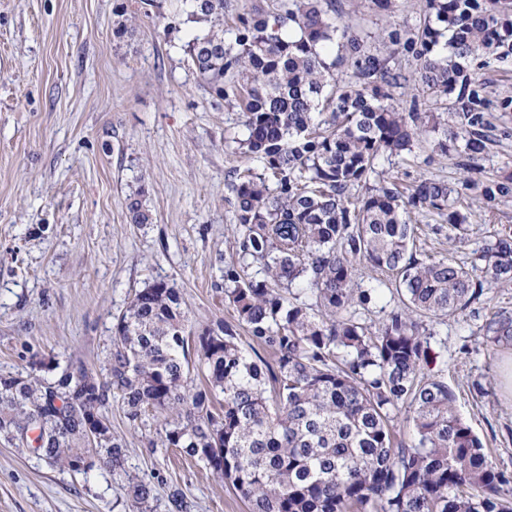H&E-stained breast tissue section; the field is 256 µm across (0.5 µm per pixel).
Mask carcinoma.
<instances>
[{
	"instance_id": "obj_1",
	"label": "carcinoma",
	"mask_w": 512,
	"mask_h": 512,
	"mask_svg": "<svg viewBox=\"0 0 512 512\" xmlns=\"http://www.w3.org/2000/svg\"><path fill=\"white\" fill-rule=\"evenodd\" d=\"M185 3L187 19L210 25L187 43L193 66L213 97L238 103L244 155L263 166L230 183L237 238L224 300L248 347L222 322L185 334L179 291L155 281L116 318L103 378L81 362L52 379L0 375V435L75 473H123L106 413L115 393L130 422L159 419L151 451L180 449L231 484L249 512H512V475L458 415L422 323L512 281V228L491 235L481 266L468 269L421 257L408 222L436 215L431 231L448 228L462 244V198L472 192L493 207L512 195V176L481 177L489 124L475 112L484 87L470 73L481 54L512 55V0H422V28L391 31L383 52L336 25L335 0H281L276 13L238 18L229 39L224 0ZM337 47L355 80L340 82L326 61ZM405 54L419 61L427 112L404 111L393 93L391 62ZM431 133L442 152L461 144L460 188L383 177L378 159L410 153ZM143 197L129 198L131 224L151 223ZM366 267L395 275L406 297L376 328L357 320L386 285L359 287ZM484 337L511 344L512 316L494 315ZM77 376L86 383L73 393ZM404 404L409 443L396 440ZM123 489L153 512L150 483L129 475ZM168 507L191 512L178 489Z\"/></svg>"
}]
</instances>
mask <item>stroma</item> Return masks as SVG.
<instances>
[{
	"instance_id": "stroma-1",
	"label": "stroma",
	"mask_w": 512,
	"mask_h": 512,
	"mask_svg": "<svg viewBox=\"0 0 512 512\" xmlns=\"http://www.w3.org/2000/svg\"><path fill=\"white\" fill-rule=\"evenodd\" d=\"M179 0H0V374L55 377V364L106 373L113 325L134 294L156 280L179 290L187 330L235 323L224 265L237 237L232 195L246 166L237 108L213 98L186 45L207 32L185 22ZM421 0H396L388 17L371 0H336V21L383 47L395 26H422ZM123 36H116L117 27ZM486 86L478 106L492 129L483 176L512 174V58L471 65ZM383 171L402 185L422 178L459 186L456 150L433 142ZM144 192L149 224L127 219ZM461 247L438 243L435 216H418L419 244L472 265L494 230L512 226V197L495 209L463 206ZM512 315V283L485 289L464 314L431 322L432 348L456 410L512 473V346L483 337L492 313ZM124 445L125 474L82 475L49 465L0 437V512H133L122 485L151 482L154 512L181 490L192 512H247L210 470L175 449L150 451L120 403L109 409Z\"/></svg>"
}]
</instances>
